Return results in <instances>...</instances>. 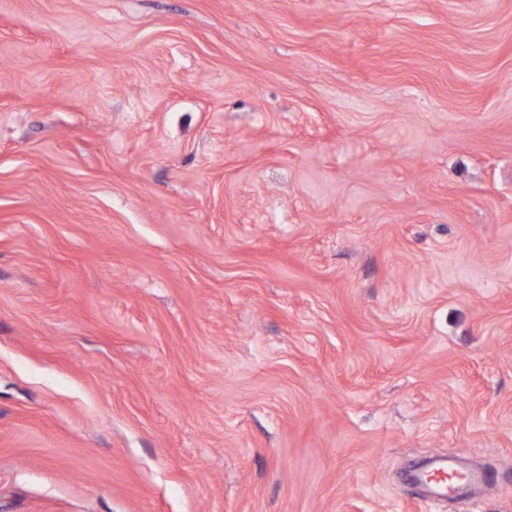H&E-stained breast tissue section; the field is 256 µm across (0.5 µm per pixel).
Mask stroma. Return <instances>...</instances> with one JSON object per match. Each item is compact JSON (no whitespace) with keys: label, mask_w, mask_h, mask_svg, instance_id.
I'll return each instance as SVG.
<instances>
[{"label":"stroma","mask_w":512,"mask_h":512,"mask_svg":"<svg viewBox=\"0 0 512 512\" xmlns=\"http://www.w3.org/2000/svg\"><path fill=\"white\" fill-rule=\"evenodd\" d=\"M0 512H512V0H0ZM453 464L448 459L436 460L432 467L416 471L412 475V481L424 489V499L427 502H437L438 499L448 496V473L454 471ZM431 471L444 474L443 478L430 480Z\"/></svg>","instance_id":"stroma-1"}]
</instances>
